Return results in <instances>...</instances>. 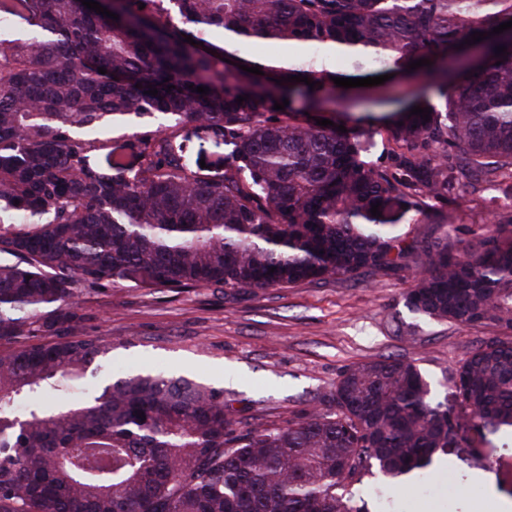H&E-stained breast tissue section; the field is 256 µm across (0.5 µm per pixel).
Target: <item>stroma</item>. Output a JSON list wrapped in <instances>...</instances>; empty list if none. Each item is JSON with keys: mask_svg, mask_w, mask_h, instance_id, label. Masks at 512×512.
I'll return each mask as SVG.
<instances>
[{"mask_svg": "<svg viewBox=\"0 0 512 512\" xmlns=\"http://www.w3.org/2000/svg\"><path fill=\"white\" fill-rule=\"evenodd\" d=\"M418 93L403 78L345 89V112L387 111L388 101ZM444 217L411 213L400 233L421 243L442 237L480 239L489 225L512 230V194L486 189L449 198ZM412 271L363 273L348 281L303 282L292 287L240 291L201 287L182 293L114 285L81 303L78 333L112 343L108 369L119 376L151 369L190 375L223 389L244 427L284 426L328 407L333 385L345 368L381 356L416 360L444 396L451 369L483 342L490 327H460L416 316L405 306ZM410 326L403 340L394 331ZM512 463V441L493 438L484 455L458 453L436 463L423 481L386 484L377 469L363 472L348 489L366 512H471L483 502L498 512L512 493L498 486L497 462Z\"/></svg>", "mask_w": 512, "mask_h": 512, "instance_id": "1", "label": "stroma"}]
</instances>
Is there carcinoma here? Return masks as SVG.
Returning <instances> with one entry per match:
<instances>
[{
  "instance_id": "1",
  "label": "carcinoma",
  "mask_w": 512,
  "mask_h": 512,
  "mask_svg": "<svg viewBox=\"0 0 512 512\" xmlns=\"http://www.w3.org/2000/svg\"><path fill=\"white\" fill-rule=\"evenodd\" d=\"M112 12L0 0L25 30L0 38V512H362L344 493L362 471L416 474L512 428V232L419 246L398 231L463 178L512 184V28L466 44L512 20V0H112ZM254 42L413 78L430 120L373 117L391 145L378 165L361 119L345 133L316 123L333 73L242 58ZM418 59L432 65L409 69ZM299 74L318 88L276 84ZM115 126L134 132L114 139ZM201 132L232 147L223 171L193 161ZM398 269L415 270L409 311L501 332L441 400L400 355L346 368L334 406L273 429L242 427L224 390L186 377L84 387L111 342L75 335L80 301L115 283L234 292Z\"/></svg>"
}]
</instances>
